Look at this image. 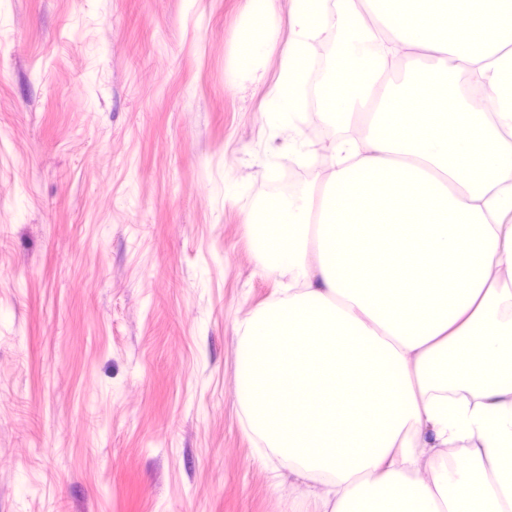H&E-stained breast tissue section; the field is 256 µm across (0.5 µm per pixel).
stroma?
I'll use <instances>...</instances> for the list:
<instances>
[{
	"mask_svg": "<svg viewBox=\"0 0 512 512\" xmlns=\"http://www.w3.org/2000/svg\"><path fill=\"white\" fill-rule=\"evenodd\" d=\"M0 512H288L234 394L247 200L323 167L270 133L287 26L233 79L247 0H0ZM276 154L280 179L262 174Z\"/></svg>",
	"mask_w": 512,
	"mask_h": 512,
	"instance_id": "1",
	"label": "stroma"
}]
</instances>
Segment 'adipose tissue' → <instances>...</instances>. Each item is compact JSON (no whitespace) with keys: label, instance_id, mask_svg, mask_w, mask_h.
Listing matches in <instances>:
<instances>
[{"label":"adipose tissue","instance_id":"ef3b65f1","mask_svg":"<svg viewBox=\"0 0 512 512\" xmlns=\"http://www.w3.org/2000/svg\"><path fill=\"white\" fill-rule=\"evenodd\" d=\"M469 2L485 39L435 32L448 0H292L266 122L329 175L315 238L291 194L249 216L278 286L235 348L254 458L305 488L290 512H512V0ZM371 224L415 226L414 273L378 272L401 243Z\"/></svg>","mask_w":512,"mask_h":512}]
</instances>
